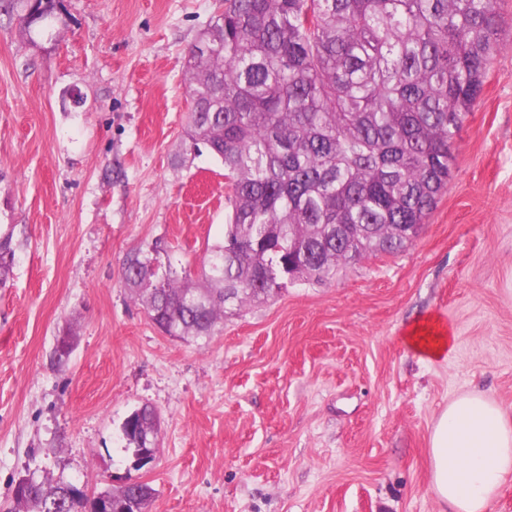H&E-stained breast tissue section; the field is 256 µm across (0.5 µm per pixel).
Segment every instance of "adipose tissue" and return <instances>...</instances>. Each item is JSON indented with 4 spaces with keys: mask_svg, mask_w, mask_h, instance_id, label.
<instances>
[{
    "mask_svg": "<svg viewBox=\"0 0 512 512\" xmlns=\"http://www.w3.org/2000/svg\"><path fill=\"white\" fill-rule=\"evenodd\" d=\"M405 342L420 356L437 359L454 344L452 330L437 319L410 325ZM430 487L448 512H488L512 484V418L482 392L449 401L430 435Z\"/></svg>",
    "mask_w": 512,
    "mask_h": 512,
    "instance_id": "adipose-tissue-1",
    "label": "adipose tissue"
}]
</instances>
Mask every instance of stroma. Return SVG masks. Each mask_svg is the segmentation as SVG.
<instances>
[{
  "instance_id": "1",
  "label": "stroma",
  "mask_w": 512,
  "mask_h": 512,
  "mask_svg": "<svg viewBox=\"0 0 512 512\" xmlns=\"http://www.w3.org/2000/svg\"><path fill=\"white\" fill-rule=\"evenodd\" d=\"M54 42L28 45L0 11V512L20 475L94 493L150 483V512H443L432 427L478 390L512 415V0L456 135L448 187L396 254L327 284H288L172 339L124 288L125 255L161 241L198 273L224 236V166L182 157L185 59L219 0H65ZM422 315L446 357L402 339ZM76 339L56 367L58 336ZM161 416L150 470L129 469L121 424ZM403 339L420 356L438 359L453 346L455 336L438 319L425 317L415 320L407 328Z\"/></svg>"
}]
</instances>
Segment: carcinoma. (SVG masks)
Returning a JSON list of instances; mask_svg holds the SVG:
<instances>
[{"label": "carcinoma", "mask_w": 512, "mask_h": 512, "mask_svg": "<svg viewBox=\"0 0 512 512\" xmlns=\"http://www.w3.org/2000/svg\"><path fill=\"white\" fill-rule=\"evenodd\" d=\"M20 4L28 41L63 0ZM497 0H224L190 49L187 149L204 145L224 163V240L208 249L195 280L165 270L149 301L137 292L153 243L128 252L124 288L167 336L206 341L234 305L275 299L305 246L307 279L401 251L448 185L452 146L481 92L497 45ZM0 237V286L12 269ZM156 410L124 420L132 452L157 434ZM147 482L106 488L110 503ZM15 512H79L61 478L41 477L13 495Z\"/></svg>", "instance_id": "1"}]
</instances>
